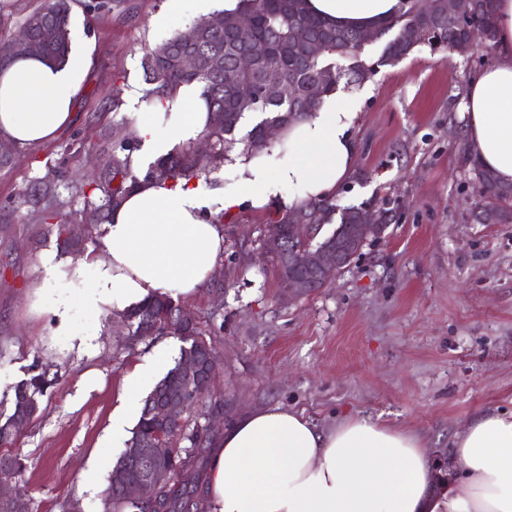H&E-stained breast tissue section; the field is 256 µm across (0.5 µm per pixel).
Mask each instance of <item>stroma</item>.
<instances>
[{"label":"stroma","mask_w":512,"mask_h":512,"mask_svg":"<svg viewBox=\"0 0 512 512\" xmlns=\"http://www.w3.org/2000/svg\"><path fill=\"white\" fill-rule=\"evenodd\" d=\"M203 17L197 0H114L110 11L71 9L73 49L87 72L73 119L53 139L0 170V423L32 373L54 382L30 423L1 455H20L18 485L30 512H103V492L126 441L112 438L124 384L140 369L139 398L180 355L173 335L130 336L122 311L88 308L76 279H93L102 227L76 228L60 253L58 221L81 219L83 192L107 189L115 146L135 127L147 87L145 53ZM494 59L423 46L379 68L364 85L340 83L336 103L354 112V168L337 207L390 199L395 219L354 266L327 287L294 298L261 249L277 207L225 213L224 252L209 282L177 297L200 329L219 327L214 389L224 421L280 405L326 428L368 417L448 450L482 412L512 409V224H476L480 197L464 159V92ZM52 191L25 193L39 179ZM66 277L47 281L50 265Z\"/></svg>","instance_id":"1"}]
</instances>
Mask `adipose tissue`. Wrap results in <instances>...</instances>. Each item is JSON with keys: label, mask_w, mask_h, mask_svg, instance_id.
I'll return each mask as SVG.
<instances>
[{"label": "adipose tissue", "mask_w": 512, "mask_h": 512, "mask_svg": "<svg viewBox=\"0 0 512 512\" xmlns=\"http://www.w3.org/2000/svg\"><path fill=\"white\" fill-rule=\"evenodd\" d=\"M332 24L373 30L403 0H306ZM495 58L466 91L470 154L512 184V0H493ZM87 66L74 54L58 65L21 56L0 70V139L25 149L52 138L71 118ZM354 115L325 99L319 111L284 128L266 155L229 154L234 192L207 201L200 184L140 180L103 226L105 258L79 298L120 308L153 295L188 297L211 277L224 250V226L210 204L260 210L332 197L349 175ZM210 115L194 86L140 113L137 135L165 153L160 132L193 141ZM271 153V154H272ZM204 497L210 512H512V411L490 412L455 436L446 477L420 437L363 417L318 428L302 412L253 410L214 448Z\"/></svg>", "instance_id": "adipose-tissue-1"}]
</instances>
